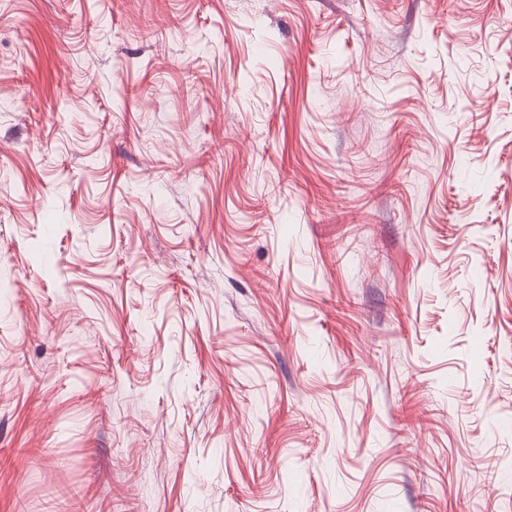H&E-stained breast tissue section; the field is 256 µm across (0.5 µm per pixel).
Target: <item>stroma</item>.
I'll use <instances>...</instances> for the list:
<instances>
[{
  "label": "stroma",
  "mask_w": 512,
  "mask_h": 512,
  "mask_svg": "<svg viewBox=\"0 0 512 512\" xmlns=\"http://www.w3.org/2000/svg\"><path fill=\"white\" fill-rule=\"evenodd\" d=\"M0 512H512V0H0Z\"/></svg>",
  "instance_id": "obj_1"
}]
</instances>
